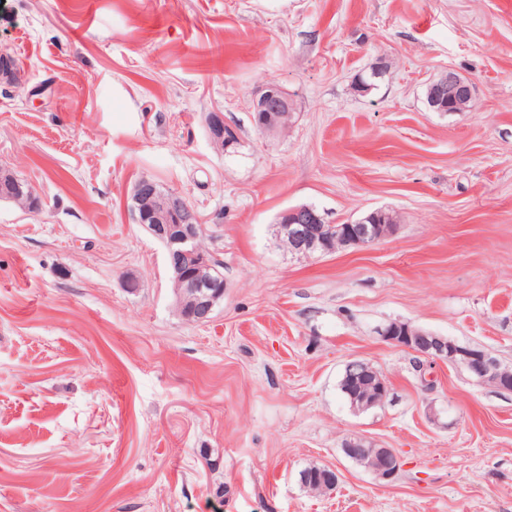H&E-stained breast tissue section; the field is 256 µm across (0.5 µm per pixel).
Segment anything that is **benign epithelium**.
Segmentation results:
<instances>
[{"label": "benign epithelium", "mask_w": 512, "mask_h": 512, "mask_svg": "<svg viewBox=\"0 0 512 512\" xmlns=\"http://www.w3.org/2000/svg\"><path fill=\"white\" fill-rule=\"evenodd\" d=\"M440 91L448 92V101L472 98L474 88L454 73L441 75L435 82ZM251 110L262 113L259 131L272 135L277 130L278 113L290 112L293 104L288 93L276 82L266 83L252 96ZM210 140L224 139V114L212 112L207 120ZM0 198L17 202L26 201V207L39 204L32 186L20 182L5 173L0 178ZM128 210L136 223L144 226L167 250L172 274L177 310L188 322L203 323L211 319L217 305L224 299V283L201 274V269L212 264V254L200 242L202 224L197 213L176 192H162L155 181L142 177L132 187L128 198ZM281 233L288 238L289 252L311 258L335 252L336 244L365 248L390 236L393 224H375L369 216H362L344 226L342 235L333 238L328 233L329 220L324 212L312 207H294L281 214ZM381 338L400 348L434 361L462 366L469 377L479 383H490L496 388L512 392V377L498 372L501 363L482 348L461 346L408 322H390L378 329ZM390 394L388 381L378 378L373 391L354 398L364 411L374 405H382ZM342 451L359 461L379 478L390 481L401 467V457L392 448H376L373 443L359 436L347 439Z\"/></svg>", "instance_id": "obj_1"}]
</instances>
